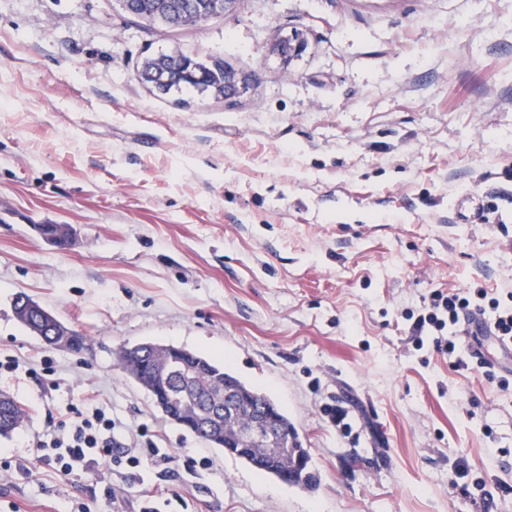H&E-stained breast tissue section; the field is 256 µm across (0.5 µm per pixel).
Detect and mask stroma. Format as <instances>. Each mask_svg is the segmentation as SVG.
<instances>
[{
    "mask_svg": "<svg viewBox=\"0 0 512 512\" xmlns=\"http://www.w3.org/2000/svg\"><path fill=\"white\" fill-rule=\"evenodd\" d=\"M295 34L299 55L274 53ZM175 49L246 88L158 96L140 64ZM471 194L496 201L489 222L459 221ZM470 286L512 291V0H235L180 30L119 0H0V355L19 361L0 392L26 411L0 436V512H512V390L414 329L433 289ZM19 293L85 347L26 332ZM144 341L266 393L316 487L166 420L115 361ZM75 405L180 462L56 475L23 440ZM39 232L46 241L61 250L71 245V228L66 224H42Z\"/></svg>",
    "mask_w": 512,
    "mask_h": 512,
    "instance_id": "35a3bbf8",
    "label": "stroma"
}]
</instances>
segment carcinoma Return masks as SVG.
Wrapping results in <instances>:
<instances>
[{
    "label": "carcinoma",
    "mask_w": 512,
    "mask_h": 512,
    "mask_svg": "<svg viewBox=\"0 0 512 512\" xmlns=\"http://www.w3.org/2000/svg\"><path fill=\"white\" fill-rule=\"evenodd\" d=\"M171 8L166 10L170 27L178 28L217 17L211 0H168ZM182 55L174 50L142 62L141 71L145 81L167 93L174 88L189 85L216 97L224 96V64L216 61H197V71H175L169 59ZM39 232L49 243L61 250L71 245V228L66 224H42ZM14 313L26 329L42 333L40 340L54 345L51 333L65 326L51 311L26 295H18L13 304ZM119 366L144 389L150 391L159 386L165 393V408L162 414L169 421L180 422L195 418L201 426L193 434L201 437L213 448H234L232 456L252 467L284 480L288 462L282 458H259L254 451L255 443L246 435L235 436L236 430L248 424L258 406L269 400L260 390L247 384L225 365L217 363L199 353L171 344L122 345L115 352ZM186 370L198 373L192 386L182 383ZM240 391L250 402L234 414L224 415V392ZM22 406L10 395L0 393V436H9L24 422Z\"/></svg>",
    "instance_id": "cac0c4a2"
}]
</instances>
